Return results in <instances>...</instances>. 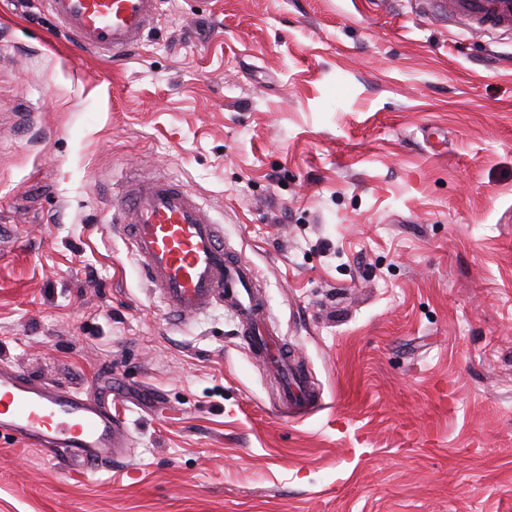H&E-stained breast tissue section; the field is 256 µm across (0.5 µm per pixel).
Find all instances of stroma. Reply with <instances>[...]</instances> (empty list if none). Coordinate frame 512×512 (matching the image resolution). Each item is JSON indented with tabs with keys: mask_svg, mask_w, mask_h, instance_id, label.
Segmentation results:
<instances>
[{
	"mask_svg": "<svg viewBox=\"0 0 512 512\" xmlns=\"http://www.w3.org/2000/svg\"><path fill=\"white\" fill-rule=\"evenodd\" d=\"M160 173L256 269L322 395L114 226ZM0 365L124 419L129 466L0 435V512H512V34L422 0H164L124 56L0 0Z\"/></svg>",
	"mask_w": 512,
	"mask_h": 512,
	"instance_id": "1",
	"label": "stroma"
}]
</instances>
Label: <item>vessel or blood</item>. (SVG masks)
Wrapping results in <instances>:
<instances>
[{"label": "vessel or blood", "instance_id": "obj_1", "mask_svg": "<svg viewBox=\"0 0 512 512\" xmlns=\"http://www.w3.org/2000/svg\"><path fill=\"white\" fill-rule=\"evenodd\" d=\"M471 30L512 32V0H433ZM58 24L82 48L116 56L139 44L161 0H45ZM112 221L130 244L142 277L167 312L189 320L221 304L239 321L250 352L277 374L283 408L306 413L321 399L265 331V303L255 272L226 255L224 233L198 196L161 175L123 181ZM0 434L37 449L61 451L72 468L98 470L124 459L128 428L81 390L49 385L0 366Z\"/></svg>", "mask_w": 512, "mask_h": 512}]
</instances>
